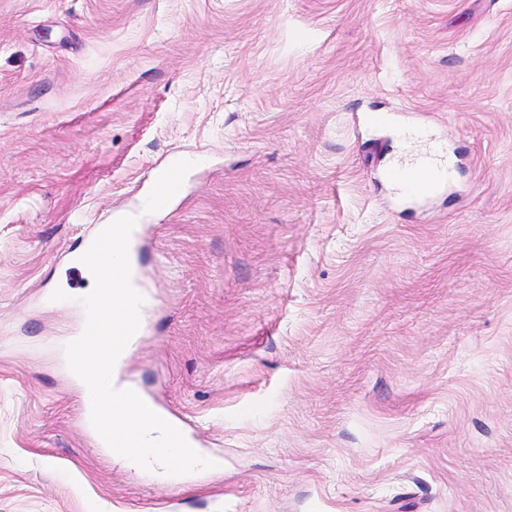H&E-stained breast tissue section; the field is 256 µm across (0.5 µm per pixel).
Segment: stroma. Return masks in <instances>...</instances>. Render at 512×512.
Masks as SVG:
<instances>
[{
	"label": "stroma",
	"mask_w": 512,
	"mask_h": 512,
	"mask_svg": "<svg viewBox=\"0 0 512 512\" xmlns=\"http://www.w3.org/2000/svg\"><path fill=\"white\" fill-rule=\"evenodd\" d=\"M123 216L112 379L221 469L86 426L70 256ZM0 512H512V0H0Z\"/></svg>",
	"instance_id": "1"
}]
</instances>
